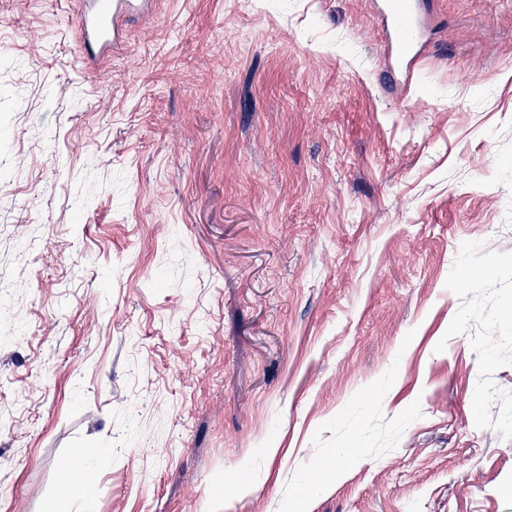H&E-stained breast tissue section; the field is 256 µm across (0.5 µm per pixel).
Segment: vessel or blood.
I'll return each instance as SVG.
<instances>
[{
  "mask_svg": "<svg viewBox=\"0 0 512 512\" xmlns=\"http://www.w3.org/2000/svg\"><path fill=\"white\" fill-rule=\"evenodd\" d=\"M154 0H78V35L83 55L92 62L120 53L130 17L147 18ZM388 47L395 63L408 69L417 58L422 41L415 0H379Z\"/></svg>",
  "mask_w": 512,
  "mask_h": 512,
  "instance_id": "vessel-or-blood-1",
  "label": "vessel or blood"
}]
</instances>
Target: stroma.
Here are the masks:
<instances>
[{
	"instance_id": "35a3bbf8",
	"label": "stroma",
	"mask_w": 512,
	"mask_h": 512,
	"mask_svg": "<svg viewBox=\"0 0 512 512\" xmlns=\"http://www.w3.org/2000/svg\"><path fill=\"white\" fill-rule=\"evenodd\" d=\"M423 3L0 0V512H512V0ZM78 35L82 54L95 63L115 57L123 48L125 29L131 16L152 14L154 0H78ZM416 2L383 0L377 3L387 45L391 49L395 47V63L405 72L410 70V64L418 57L422 41ZM104 452L102 448H84L74 457L65 477L62 494L82 501L81 512L93 511L92 501L84 494V488L94 471L95 461Z\"/></svg>"
}]
</instances>
